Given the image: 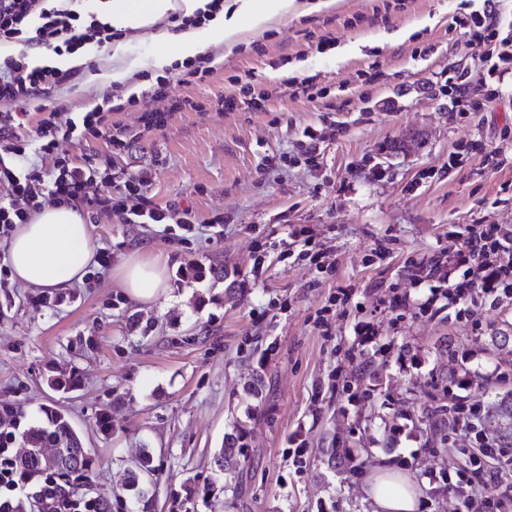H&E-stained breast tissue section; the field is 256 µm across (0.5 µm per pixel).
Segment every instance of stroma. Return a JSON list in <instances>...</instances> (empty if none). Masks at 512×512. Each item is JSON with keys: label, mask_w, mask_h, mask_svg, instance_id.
Listing matches in <instances>:
<instances>
[{"label": "stroma", "mask_w": 512, "mask_h": 512, "mask_svg": "<svg viewBox=\"0 0 512 512\" xmlns=\"http://www.w3.org/2000/svg\"><path fill=\"white\" fill-rule=\"evenodd\" d=\"M300 2L214 49L205 82L151 68L157 46L142 31L121 39L131 77L103 83L112 48L93 44L52 91L60 111L88 112L148 101L163 75L205 103L236 94L239 76L273 98L266 112L173 113L123 157L101 138L62 143L83 167L148 166L150 201L191 210L196 230L181 243L102 215L90 226L109 266L94 287L0 289V416L24 430L66 413L92 459L88 493H110L112 512L132 506L124 484L145 449L147 512H372L365 479L385 463L415 475L420 512H462L474 482L483 512H499L512 485V299L429 307L412 270L459 247L466 225L512 230V73L488 111L459 118L444 83L453 70L484 80L488 48L460 45L450 24L480 0ZM399 30L409 38L378 45ZM294 76L326 96H293ZM141 249L169 258L168 288L149 304L111 271ZM191 262L226 277H183ZM470 406V427L456 424L453 409ZM233 431L246 458L227 492L213 457Z\"/></svg>", "instance_id": "1"}]
</instances>
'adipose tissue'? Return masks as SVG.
I'll return each instance as SVG.
<instances>
[{
	"label": "adipose tissue",
	"instance_id": "adipose-tissue-1",
	"mask_svg": "<svg viewBox=\"0 0 512 512\" xmlns=\"http://www.w3.org/2000/svg\"><path fill=\"white\" fill-rule=\"evenodd\" d=\"M295 0H234L231 14H218L209 29L198 33L175 32L165 25L173 14L189 16L203 0H105L103 7L115 29L149 32L159 50L155 68L208 53L212 48L235 46L241 20L262 30L287 15ZM96 245L83 212L61 204L44 207L29 223L14 230L9 242L11 276L24 287L64 290L82 283ZM167 260L162 255L134 252L116 266L114 276L135 301L153 302L166 287ZM367 495L373 512H418L419 500L412 473L397 466L377 467L368 477Z\"/></svg>",
	"mask_w": 512,
	"mask_h": 512
}]
</instances>
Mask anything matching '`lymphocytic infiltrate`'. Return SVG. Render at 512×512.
Returning <instances> with one entry per match:
<instances>
[{
    "mask_svg": "<svg viewBox=\"0 0 512 512\" xmlns=\"http://www.w3.org/2000/svg\"><path fill=\"white\" fill-rule=\"evenodd\" d=\"M469 42L491 45L488 75L512 71V44L500 37L498 0H483L481 10L454 16ZM110 24L85 18L70 0H0V43L19 42L21 53L0 59V101L9 111L0 112V237L11 235L15 226L28 223L32 213L48 204L86 207L99 215L131 214L149 224L176 221L179 228L192 231L195 217L183 211L172 217L169 210L151 207L145 189L151 172L141 168L116 179H96L94 169L82 167L61 155L59 145L70 140L100 137L113 153H127L139 134L165 125L175 112H218L245 107L253 112L268 109L269 92L241 83L238 96H217L204 104L190 97H174L166 77H157L152 89L153 105L142 107L138 131L113 126L112 104H105L76 116L55 108H44L38 122H31L30 101L52 87L63 86L75 77L73 69L54 64H37L32 49L46 46L55 55L75 54L79 49L103 45L116 39ZM497 89L488 83L473 84L466 73L448 78V97L460 116L483 111L496 98ZM464 249L454 263L434 261L416 267L419 283L446 280L449 299L466 304L474 289L484 294L512 295V233L495 224H472L462 232ZM0 492L6 496L21 492L38 499L44 512H97L89 502L59 492L52 484L15 470L9 451L0 448Z\"/></svg>",
    "mask_w": 512,
    "mask_h": 512,
    "instance_id": "lymphocytic-infiltrate-1",
    "label": "lymphocytic infiltrate"
}]
</instances>
